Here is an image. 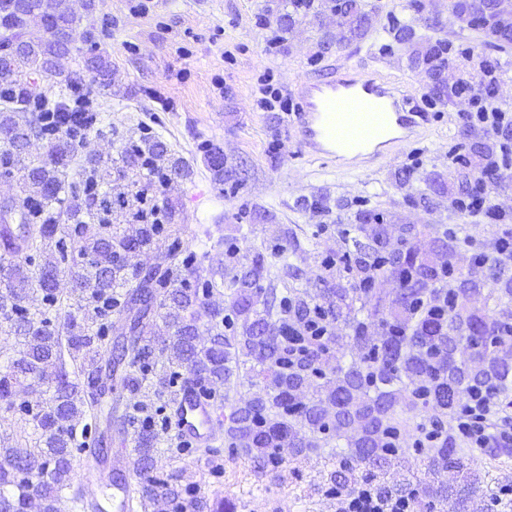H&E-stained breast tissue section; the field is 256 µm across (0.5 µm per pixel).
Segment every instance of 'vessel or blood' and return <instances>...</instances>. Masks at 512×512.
Returning <instances> with one entry per match:
<instances>
[{
	"instance_id": "obj_1",
	"label": "vessel or blood",
	"mask_w": 512,
	"mask_h": 512,
	"mask_svg": "<svg viewBox=\"0 0 512 512\" xmlns=\"http://www.w3.org/2000/svg\"><path fill=\"white\" fill-rule=\"evenodd\" d=\"M288 132L300 156L313 158L342 173H363L421 143L437 121L426 101L409 98L379 69L329 62L323 73L296 82ZM182 410L175 431L197 447L211 446L223 413L217 403L198 402L178 393ZM113 467L123 475L112 487L116 512H138L128 498L133 479L130 458L119 454Z\"/></svg>"
}]
</instances>
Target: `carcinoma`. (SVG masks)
<instances>
[{"label":"carcinoma","instance_id":"1","mask_svg":"<svg viewBox=\"0 0 512 512\" xmlns=\"http://www.w3.org/2000/svg\"><path fill=\"white\" fill-rule=\"evenodd\" d=\"M288 19L329 11L349 43L371 15L359 0H283ZM80 16L69 0H0V128H25L45 143L44 154L0 144V178L19 181L20 194L0 204V327L23 346V356L0 370V404L20 426L17 443L0 447V512H60V490L73 489L79 512H102L96 496L73 485V460L91 455L112 466V424L131 435L135 493L153 512H234L217 490L199 492L184 467L154 471L159 434L173 427L179 411L163 396L200 391L223 399L216 385L253 389L242 406L224 415L229 456L254 464L261 478L311 455L327 454L336 469L322 486L327 498L362 485L409 499L414 512H512L509 488L476 487L473 465L512 458V446L465 448L449 425L462 396L512 411V252L488 257L482 266H460L448 287L438 259L455 266L456 245L472 241L469 225L441 238L418 240L409 226L398 248L388 250L386 227L373 210L343 231V253L322 266L336 287L313 295L286 281L277 262L284 252H256L229 269L203 277L184 254L185 225L174 224L167 200L156 199L168 174L185 167L159 137L116 146L107 162L89 158L77 178L60 177L77 158V138L91 133L112 138L97 112L71 105L84 74L98 90L112 89V62L101 53L71 67V44ZM35 22L47 38L34 41ZM385 32L398 45L415 31L390 16ZM448 43L423 46L418 59L428 73L448 70ZM60 77L40 89L35 78ZM131 182L143 200L124 212L125 193L103 189L105 176ZM165 233L171 263L145 270L133 261ZM96 260L81 281L60 292V275L80 264L87 251ZM347 284H342V279ZM229 290V305L210 299ZM124 318L128 335L112 336V315ZM162 317L165 331L157 330ZM206 317L208 339L197 321ZM317 317L331 335H314L305 323ZM351 360H346V356ZM36 383L53 390L34 410L21 403ZM152 388L158 404L146 410L135 400ZM412 456L438 475L423 486L409 470L385 482L388 465Z\"/></svg>","mask_w":512,"mask_h":512}]
</instances>
